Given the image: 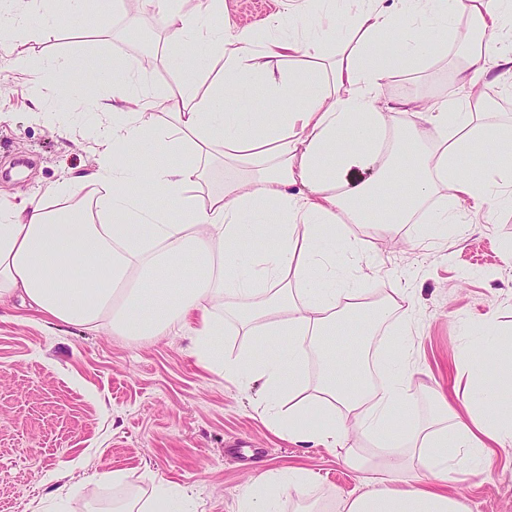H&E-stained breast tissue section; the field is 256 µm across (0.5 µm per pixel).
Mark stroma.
I'll return each mask as SVG.
<instances>
[{"mask_svg":"<svg viewBox=\"0 0 512 512\" xmlns=\"http://www.w3.org/2000/svg\"><path fill=\"white\" fill-rule=\"evenodd\" d=\"M288 10L289 0H224L227 22L260 34ZM29 21L39 38L0 48V193L19 201L55 189L93 161L86 128L96 117L84 111L78 89L56 92L16 76L13 56L90 53L108 70L114 59L141 57L143 35L161 41L139 0H87L81 13L74 0H38ZM454 58L450 52L427 70L383 80L381 98L442 93ZM36 101L69 113L68 136L32 120ZM460 220L458 232L429 241L409 224L392 232L356 226L359 258H336L349 284L371 289L373 298L394 288L414 297L410 392L418 424L430 416L426 386H447L472 328L489 320L501 333L512 331V208L468 210ZM187 346L173 334L135 340L53 326L16 299L0 305V512H50L56 487L112 469L137 481L97 488L102 507L163 480L191 490L192 512H235L252 472L288 465L314 473L310 500L363 491L342 449L275 434L261 416V388L246 392L201 369ZM448 489L470 512H512V447L497 449L483 474Z\"/></svg>","mask_w":512,"mask_h":512,"instance_id":"stroma-1","label":"stroma"}]
</instances>
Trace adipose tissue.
Returning <instances> with one entry per match:
<instances>
[{
	"label": "adipose tissue",
	"instance_id": "obj_1",
	"mask_svg": "<svg viewBox=\"0 0 512 512\" xmlns=\"http://www.w3.org/2000/svg\"><path fill=\"white\" fill-rule=\"evenodd\" d=\"M147 2L180 76L165 94L136 91L129 75L137 64L127 59L108 71L90 54L50 56L38 67L24 54L12 59L36 82L62 87L81 73L111 81L112 93L85 96L99 116L97 159L66 185L68 206L0 198V302L17 298L59 323L119 336L181 332L206 371L245 390L261 383L262 413L276 434L343 449L345 465L371 488L338 498L336 512H467L447 492L448 477L480 474L495 447L512 446V410L484 400L458 408L433 388L429 425L414 424L413 299L396 288L370 301L337 276L336 256L358 258L354 224H454L466 206L512 204V157L471 173L478 149L512 144V126L482 93L488 58L512 73V43L503 40L512 0H367L346 13L344 40L331 9L311 33L260 48L249 31L223 22L224 0ZM461 20L466 52L447 92L415 107L381 101L378 89L395 70L380 48L425 69L454 43ZM198 44L221 61L219 76L201 65ZM149 140L168 162H123ZM217 163L243 175L201 196ZM143 183L153 196L139 192ZM89 200L106 222L89 220ZM245 239L264 247L241 252ZM395 312L402 335L387 370L378 384L363 383L362 363L347 364L328 342L347 323L367 338ZM228 319L246 327L256 350L223 354ZM314 354L321 375L313 382ZM463 367L468 383L493 375L511 386L512 345L495 347L485 324ZM366 439L376 442L369 455L360 448ZM313 483L303 467L267 470L246 485L236 512H272L275 497ZM187 498L186 488L159 482L151 499L114 512H188Z\"/></svg>",
	"mask_w": 512,
	"mask_h": 512
}]
</instances>
